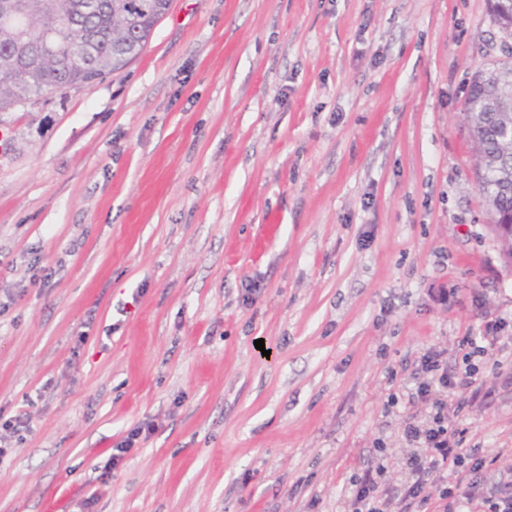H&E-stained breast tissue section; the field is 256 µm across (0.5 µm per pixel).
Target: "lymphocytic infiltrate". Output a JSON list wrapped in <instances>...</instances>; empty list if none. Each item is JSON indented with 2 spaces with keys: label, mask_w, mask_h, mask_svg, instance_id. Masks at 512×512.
<instances>
[{
  "label": "lymphocytic infiltrate",
  "mask_w": 512,
  "mask_h": 512,
  "mask_svg": "<svg viewBox=\"0 0 512 512\" xmlns=\"http://www.w3.org/2000/svg\"><path fill=\"white\" fill-rule=\"evenodd\" d=\"M498 330V323L490 321L480 335L462 336L464 370L459 374L449 373L442 352L423 355L422 379L409 403L427 404L430 420L405 429V438L414 447L406 460L407 480L399 493L389 494L382 481L384 463L376 461L356 477L346 512H512V469L493 487L481 488L480 474L495 468L499 457L464 447L463 436L454 427L457 392H467L474 403L495 392L480 376L476 361L497 346Z\"/></svg>",
  "instance_id": "lymphocytic-infiltrate-1"
}]
</instances>
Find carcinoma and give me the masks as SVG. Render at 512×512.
<instances>
[{"mask_svg":"<svg viewBox=\"0 0 512 512\" xmlns=\"http://www.w3.org/2000/svg\"><path fill=\"white\" fill-rule=\"evenodd\" d=\"M76 0H23L30 23L20 28L0 23V64L12 44L24 39L30 47L27 69L0 76V112L45 92L90 87L137 57L170 0H100L93 12H73ZM494 22L512 38V0H494ZM56 53H43L45 42ZM496 67L472 76L465 121L476 156L479 191L491 209L490 223L506 262L512 264V238L501 224H512V111L492 107V101L512 95V84L498 73L512 74V46Z\"/></svg>","mask_w":512,"mask_h":512,"instance_id":"1","label":"carcinoma"}]
</instances>
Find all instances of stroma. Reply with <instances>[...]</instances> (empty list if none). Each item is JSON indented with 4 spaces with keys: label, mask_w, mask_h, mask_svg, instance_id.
Returning a JSON list of instances; mask_svg holds the SVG:
<instances>
[{
    "label": "stroma",
    "mask_w": 512,
    "mask_h": 512,
    "mask_svg": "<svg viewBox=\"0 0 512 512\" xmlns=\"http://www.w3.org/2000/svg\"><path fill=\"white\" fill-rule=\"evenodd\" d=\"M504 41L489 0H171L122 70L0 112V512H343L377 447L406 480L423 353L491 320L455 426L512 448L464 121Z\"/></svg>",
    "instance_id": "obj_1"
}]
</instances>
